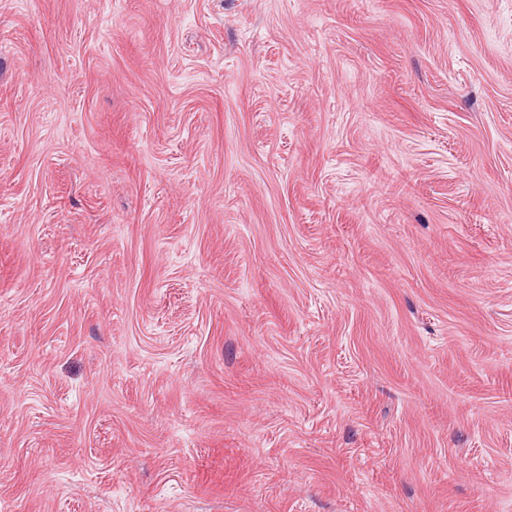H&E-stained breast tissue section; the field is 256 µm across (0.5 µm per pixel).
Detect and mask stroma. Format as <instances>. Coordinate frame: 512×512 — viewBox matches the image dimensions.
I'll use <instances>...</instances> for the list:
<instances>
[{
    "label": "stroma",
    "mask_w": 512,
    "mask_h": 512,
    "mask_svg": "<svg viewBox=\"0 0 512 512\" xmlns=\"http://www.w3.org/2000/svg\"><path fill=\"white\" fill-rule=\"evenodd\" d=\"M0 512H512V0H0Z\"/></svg>",
    "instance_id": "35a3bbf8"
}]
</instances>
